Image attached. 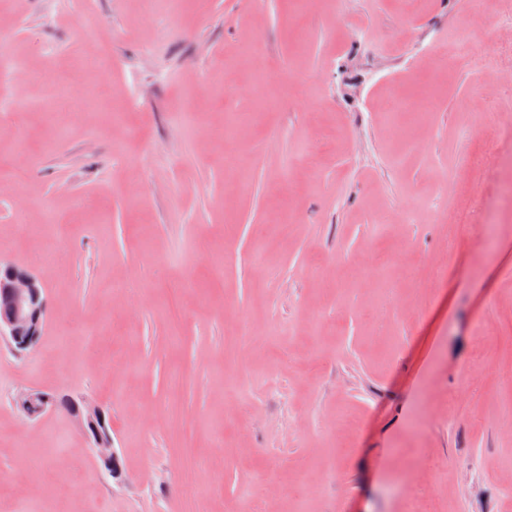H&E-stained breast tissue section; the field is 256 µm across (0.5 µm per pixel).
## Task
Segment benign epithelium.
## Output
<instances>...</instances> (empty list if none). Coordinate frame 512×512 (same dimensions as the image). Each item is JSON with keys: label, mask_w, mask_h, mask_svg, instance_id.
<instances>
[{"label": "benign epithelium", "mask_w": 512, "mask_h": 512, "mask_svg": "<svg viewBox=\"0 0 512 512\" xmlns=\"http://www.w3.org/2000/svg\"><path fill=\"white\" fill-rule=\"evenodd\" d=\"M45 289L26 268L0 261V338L15 349L27 351L38 344L46 317ZM70 414L79 419L85 433L97 449L102 473L112 478L121 475L118 457L112 451V427L104 411L84 399H71ZM16 405L34 418L58 408L54 394L29 389L20 392Z\"/></svg>", "instance_id": "1"}]
</instances>
